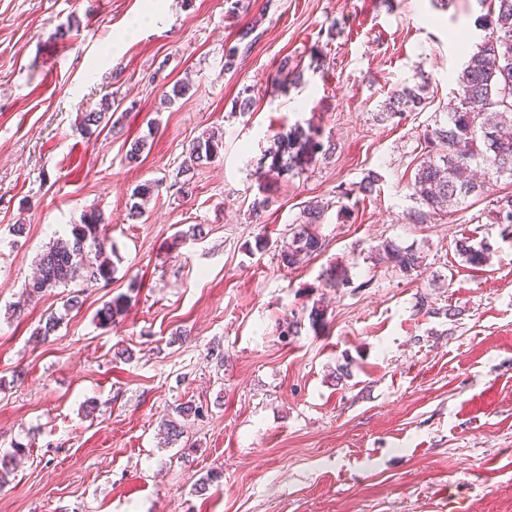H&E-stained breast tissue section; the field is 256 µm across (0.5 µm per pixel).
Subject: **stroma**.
I'll return each instance as SVG.
<instances>
[{
	"mask_svg": "<svg viewBox=\"0 0 512 512\" xmlns=\"http://www.w3.org/2000/svg\"><path fill=\"white\" fill-rule=\"evenodd\" d=\"M484 13L477 0H0V450L26 449L0 512H512V236L495 220L512 181L407 219L422 134L488 36ZM250 25L255 42L225 70ZM184 79L162 104L164 82ZM416 84L422 111L377 120ZM106 96L113 128L84 137L82 112ZM215 127L218 156L179 174ZM296 130L324 148L277 172L269 153ZM370 173L372 195L338 213ZM317 201L325 247L285 266L290 227ZM90 210L109 221L112 278L83 285L38 338L67 291L30 301L23 286ZM465 237L491 244L485 266L457 255ZM386 243L421 252L424 272L381 262ZM339 276L349 287H331ZM293 314L301 328L283 335ZM190 400L204 418L165 443Z\"/></svg>",
	"mask_w": 512,
	"mask_h": 512,
	"instance_id": "1",
	"label": "stroma"
}]
</instances>
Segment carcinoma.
Returning a JSON list of instances; mask_svg holds the SVG:
<instances>
[{
  "mask_svg": "<svg viewBox=\"0 0 512 512\" xmlns=\"http://www.w3.org/2000/svg\"><path fill=\"white\" fill-rule=\"evenodd\" d=\"M487 8L483 15L485 26L491 33L479 44L458 77L455 103L448 111L438 115L433 125L424 130L425 152L417 165L414 180L409 184L411 196L419 208L408 215L413 224H425L450 201H461L485 192L486 182H476L467 176L474 163L484 166L489 179H512V0H478ZM426 85L404 86L395 91L384 103L380 117H402L406 112L425 108L423 95ZM104 99L101 109L81 113L80 130L86 135L94 133L110 109ZM310 143L289 137L279 141L273 153L272 166L290 171L294 159ZM223 147L222 135L217 131L205 133L191 143L184 171L213 161ZM155 184L146 182L136 186L129 197V215L140 217L147 198ZM327 208L309 204L303 209L302 223L292 227L288 244L281 249V260L289 266L299 265L321 253L323 243L313 229L322 223ZM496 220L512 228V197L497 201ZM456 252L473 267L487 262L491 245L486 241L472 243L468 237L455 242ZM382 260L403 273L420 271L424 258L413 250H402L395 245H382ZM112 241L108 235V221L99 211L83 215L81 223L72 225L70 235L59 238L39 257L37 275L24 287L28 299H34L52 288L68 287L71 283L107 281L114 271ZM125 301L118 297L106 303L97 319L103 326L115 322ZM63 317L50 313L36 330V335L47 339L54 334ZM175 414L182 421L170 419L164 423L167 440L174 442L184 434V421L201 409L188 401L177 405ZM23 451L16 445L13 450L0 454V487L8 482L14 462Z\"/></svg>",
  "mask_w": 512,
  "mask_h": 512,
  "instance_id": "1",
  "label": "carcinoma"
}]
</instances>
